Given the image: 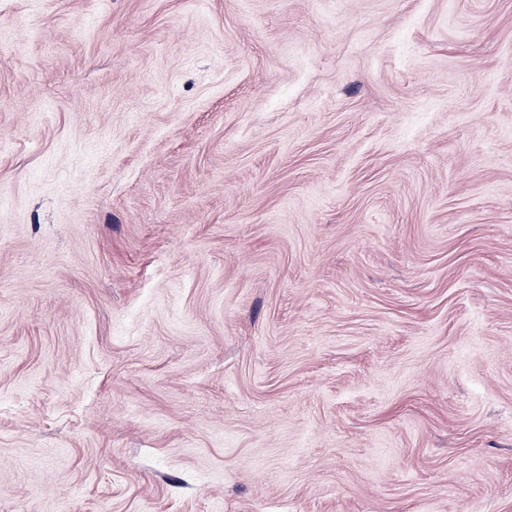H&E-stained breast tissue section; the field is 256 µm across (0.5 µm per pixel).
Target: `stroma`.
Returning a JSON list of instances; mask_svg holds the SVG:
<instances>
[{"instance_id": "1", "label": "stroma", "mask_w": 512, "mask_h": 512, "mask_svg": "<svg viewBox=\"0 0 512 512\" xmlns=\"http://www.w3.org/2000/svg\"><path fill=\"white\" fill-rule=\"evenodd\" d=\"M0 512H512V0H0Z\"/></svg>"}]
</instances>
